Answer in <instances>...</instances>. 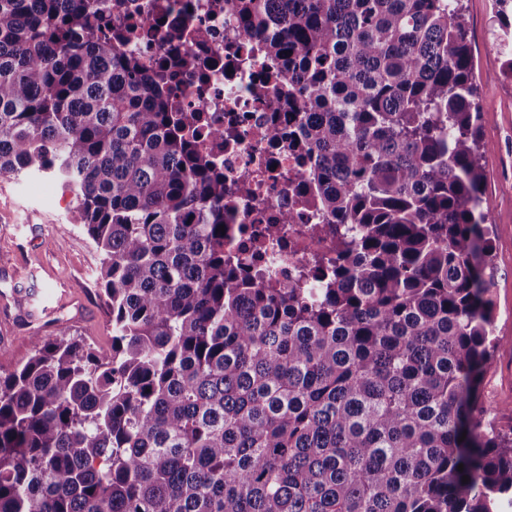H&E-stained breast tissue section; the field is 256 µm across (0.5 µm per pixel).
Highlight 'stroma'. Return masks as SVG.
Wrapping results in <instances>:
<instances>
[{
  "label": "stroma",
  "mask_w": 512,
  "mask_h": 512,
  "mask_svg": "<svg viewBox=\"0 0 512 512\" xmlns=\"http://www.w3.org/2000/svg\"><path fill=\"white\" fill-rule=\"evenodd\" d=\"M475 78L484 173L482 209L490 220L494 334L499 344L482 397L512 407V81L491 48L495 0H463ZM73 196L40 174L0 177V371L26 360L35 336L66 322L109 351L112 330L99 296V260L73 222Z\"/></svg>",
  "instance_id": "obj_1"
}]
</instances>
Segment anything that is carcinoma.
<instances>
[{
	"label": "carcinoma",
	"mask_w": 512,
	"mask_h": 512,
	"mask_svg": "<svg viewBox=\"0 0 512 512\" xmlns=\"http://www.w3.org/2000/svg\"><path fill=\"white\" fill-rule=\"evenodd\" d=\"M224 7L301 113L327 271L273 285L224 260L196 113L90 26L93 0H0V175L73 194L112 326L109 354L61 323L0 372V512L512 508V410L480 390L496 342L461 0Z\"/></svg>",
	"instance_id": "1"
}]
</instances>
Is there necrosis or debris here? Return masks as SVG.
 <instances>
[{"mask_svg": "<svg viewBox=\"0 0 512 512\" xmlns=\"http://www.w3.org/2000/svg\"><path fill=\"white\" fill-rule=\"evenodd\" d=\"M90 20L128 30L129 48L146 64L174 46L189 58L176 76L173 106L200 113L196 145L224 171L226 255L257 264L277 283L332 256L336 241L321 214L292 192L307 167L303 144L265 135L284 79L265 65L224 0H98ZM289 212L293 223H280Z\"/></svg>", "mask_w": 512, "mask_h": 512, "instance_id": "1", "label": "necrosis or debris"}]
</instances>
